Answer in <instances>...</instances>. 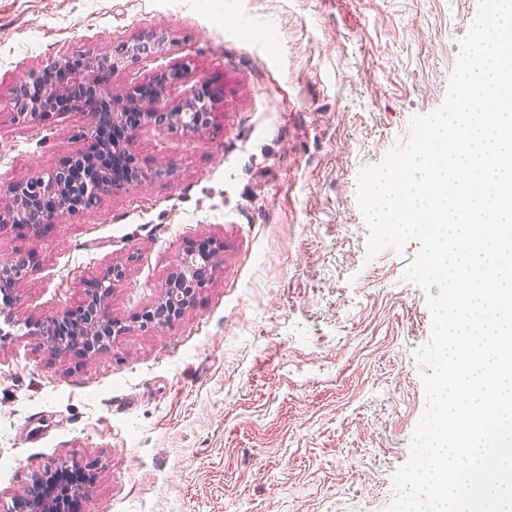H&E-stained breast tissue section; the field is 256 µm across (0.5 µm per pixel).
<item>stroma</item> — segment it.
Wrapping results in <instances>:
<instances>
[{"label": "stroma", "mask_w": 512, "mask_h": 512, "mask_svg": "<svg viewBox=\"0 0 512 512\" xmlns=\"http://www.w3.org/2000/svg\"><path fill=\"white\" fill-rule=\"evenodd\" d=\"M480 0H0V182L86 150L84 112L16 118L13 88L51 57L112 54L156 34L105 82L132 96L187 71L156 106L203 91L199 133L141 128L131 183L38 230L0 229L30 261L22 321L79 310L112 267L126 331L58 355L0 339V506L51 464L92 476L80 512H389L425 407L415 352L422 250L368 255L361 168L445 102ZM214 267L173 325L143 327L179 255Z\"/></svg>", "instance_id": "35a3bbf8"}]
</instances>
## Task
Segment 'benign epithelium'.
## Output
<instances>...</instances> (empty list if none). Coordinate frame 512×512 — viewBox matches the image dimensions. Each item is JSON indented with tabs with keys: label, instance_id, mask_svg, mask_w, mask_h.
Returning a JSON list of instances; mask_svg holds the SVG:
<instances>
[{
	"label": "benign epithelium",
	"instance_id": "benign-epithelium-1",
	"mask_svg": "<svg viewBox=\"0 0 512 512\" xmlns=\"http://www.w3.org/2000/svg\"><path fill=\"white\" fill-rule=\"evenodd\" d=\"M150 48L145 41L127 44L125 54L113 56L112 69L122 66L125 58L137 56ZM101 57L87 56L81 62L73 64L71 58L62 55L47 62V69L62 71L63 80L53 86L37 87L36 96L27 95L28 84L40 81V75L32 73L27 82L15 87L11 93L13 110L18 117L29 123H38L46 114L59 111L61 103L67 101L71 93L83 94L96 103V110L89 118L87 138L96 143V150L110 152L124 150L121 141L107 139L104 131L125 124L126 117L135 113L139 116L131 130L141 127L179 129L185 133H197L210 119L208 104L196 96H188L178 109L161 112L155 102L167 89V83L159 82L152 97H129L118 99L104 93L97 81V71ZM112 175L97 165L95 154L79 153L61 167L32 177L26 182L0 184V224H31V213L37 207L46 208L44 223L52 224L58 218L78 212L104 194L117 189ZM212 257L205 253L188 251L179 256L175 272L168 279L162 297L146 311L144 323L156 330L167 327L182 316L190 303V292L198 282V272L203 266L211 264ZM27 269L26 259L1 260L0 279L9 278L19 283V278ZM119 276L114 267L97 284V294L84 298L82 306L87 315L74 322L73 331L68 336H55L56 323L68 319L65 314L46 317L27 325L36 329L34 335L41 337L44 345L57 354L65 353L74 340H87L86 349L120 336L125 328L112 320L106 307V299L111 293L112 282ZM10 294L0 301V337L11 335L5 328L19 325L9 309ZM85 493L83 487L63 486L53 494L46 496L34 485L22 498L24 512H66L67 500L73 495Z\"/></svg>",
	"mask_w": 512,
	"mask_h": 512
}]
</instances>
